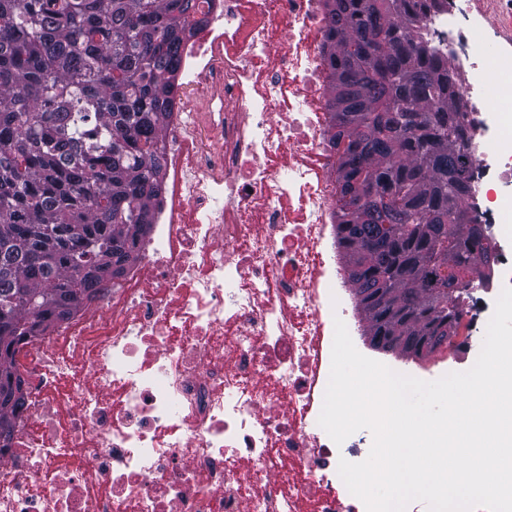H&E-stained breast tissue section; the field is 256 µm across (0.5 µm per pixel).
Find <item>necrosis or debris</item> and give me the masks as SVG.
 <instances>
[{"mask_svg":"<svg viewBox=\"0 0 512 512\" xmlns=\"http://www.w3.org/2000/svg\"><path fill=\"white\" fill-rule=\"evenodd\" d=\"M199 10L161 133V229L99 304L18 345L0 512H366L318 423L333 319L360 330L336 259L323 0ZM481 15L448 0L425 25L449 68L470 61L462 147L493 260L458 303L467 339L488 324L479 290L512 287V58Z\"/></svg>","mask_w":512,"mask_h":512,"instance_id":"necrosis-or-debris-1","label":"necrosis or debris"}]
</instances>
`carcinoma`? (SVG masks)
Segmentation results:
<instances>
[{"label":"carcinoma","instance_id":"carcinoma-1","mask_svg":"<svg viewBox=\"0 0 512 512\" xmlns=\"http://www.w3.org/2000/svg\"><path fill=\"white\" fill-rule=\"evenodd\" d=\"M336 237L370 342L435 351L458 326L461 274L488 265L471 190L464 102L421 33L442 0H325ZM197 0H0V386L15 346L106 291L144 243L164 178L160 149ZM77 224L61 251L41 230ZM23 288V293L15 291ZM26 400L0 402V427Z\"/></svg>","mask_w":512,"mask_h":512}]
</instances>
